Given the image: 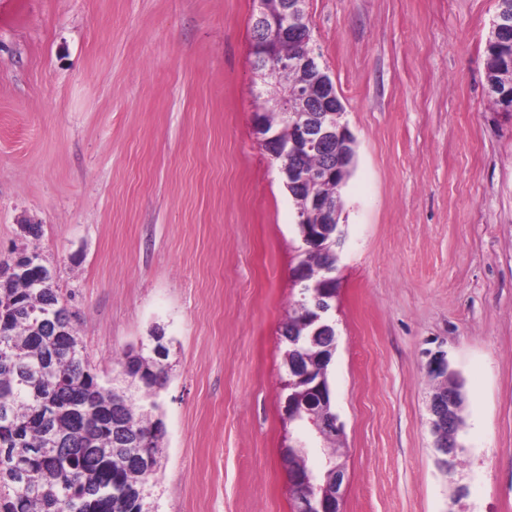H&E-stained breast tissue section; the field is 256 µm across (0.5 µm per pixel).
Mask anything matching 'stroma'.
I'll use <instances>...</instances> for the list:
<instances>
[{"label": "stroma", "mask_w": 512, "mask_h": 512, "mask_svg": "<svg viewBox=\"0 0 512 512\" xmlns=\"http://www.w3.org/2000/svg\"><path fill=\"white\" fill-rule=\"evenodd\" d=\"M496 0H308L356 142L328 369L342 512H448L428 355L466 396L465 512H512V112ZM255 0H0V260L38 253L91 365L163 329L156 512H296L280 328L302 241L253 134ZM484 54L485 72L490 76L496 70L498 59L503 55L512 56V26L507 33L490 27Z\"/></svg>", "instance_id": "1"}]
</instances>
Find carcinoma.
<instances>
[{
    "mask_svg": "<svg viewBox=\"0 0 512 512\" xmlns=\"http://www.w3.org/2000/svg\"><path fill=\"white\" fill-rule=\"evenodd\" d=\"M268 63L276 68L264 75L271 86L261 110L276 143L288 146L295 134L298 103L289 111L269 108V97L304 82L297 69L278 68L284 58L301 50L291 38L269 30ZM512 56V28L490 29L484 68L491 74L497 60ZM337 144L321 154L306 153L294 162L313 175L328 166ZM350 170L334 172L322 184L333 200L341 198L339 184ZM304 258L297 276L323 279L326 302L336 298L338 284L332 272L336 260L327 241L303 240ZM11 301L8 318L0 321V341L11 356L0 357V512H144L140 492L151 490V479L161 466L166 434L159 402L168 381V363L154 355V347L129 350L117 360L116 374L103 380L84 358L73 324L74 314L56 289L41 288L29 276H16L0 288ZM313 303L299 300L282 325L280 336L302 339L304 350L336 346V335L310 339L309 312ZM325 448L327 462L312 471L300 443L285 449L289 471L301 473L292 489L296 500L328 498L327 474L336 465L333 435L311 430Z\"/></svg>",
    "mask_w": 512,
    "mask_h": 512,
    "instance_id": "cac0c4a2",
    "label": "carcinoma"
}]
</instances>
